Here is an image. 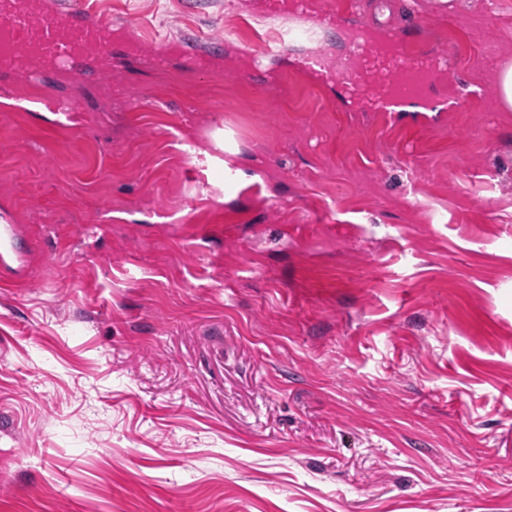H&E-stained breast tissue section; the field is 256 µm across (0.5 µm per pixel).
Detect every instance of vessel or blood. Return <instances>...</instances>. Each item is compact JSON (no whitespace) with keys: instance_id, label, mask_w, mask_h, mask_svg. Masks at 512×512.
Here are the masks:
<instances>
[{"instance_id":"obj_1","label":"vessel or blood","mask_w":512,"mask_h":512,"mask_svg":"<svg viewBox=\"0 0 512 512\" xmlns=\"http://www.w3.org/2000/svg\"><path fill=\"white\" fill-rule=\"evenodd\" d=\"M294 17L314 20L324 30L334 28L339 20L338 12L315 9L313 0H300ZM369 37V32H361L359 42L331 66L311 56L306 66L336 82L348 101L368 99L373 111L426 106L431 55L410 52L404 30L397 27L384 32L394 49L391 56L370 53L365 45ZM112 46L111 21L101 18L85 0H0L1 73L27 76L64 70L77 87L87 60L111 57Z\"/></svg>"}]
</instances>
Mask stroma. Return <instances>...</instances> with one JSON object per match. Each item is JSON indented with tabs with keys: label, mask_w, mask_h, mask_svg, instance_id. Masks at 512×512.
Here are the masks:
<instances>
[{
	"label": "stroma",
	"mask_w": 512,
	"mask_h": 512,
	"mask_svg": "<svg viewBox=\"0 0 512 512\" xmlns=\"http://www.w3.org/2000/svg\"><path fill=\"white\" fill-rule=\"evenodd\" d=\"M96 3L110 69L0 78V512H512V0H362L455 58L423 114L262 0ZM17 232L14 224L0 225V261L2 266H7L8 262L17 255L15 242Z\"/></svg>",
	"instance_id": "1"
}]
</instances>
